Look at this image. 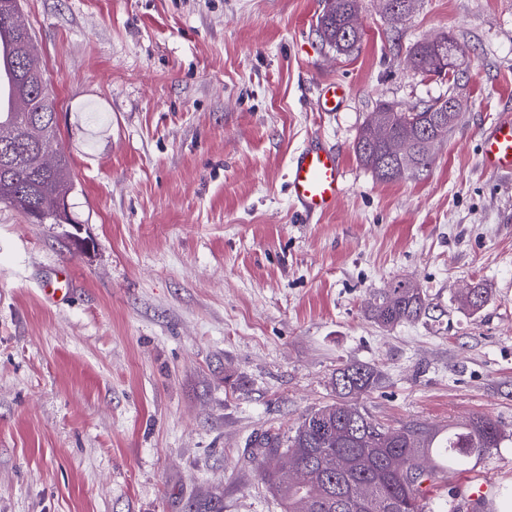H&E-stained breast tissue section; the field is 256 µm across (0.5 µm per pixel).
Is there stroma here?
<instances>
[{
	"instance_id": "35a3bbf8",
	"label": "stroma",
	"mask_w": 512,
	"mask_h": 512,
	"mask_svg": "<svg viewBox=\"0 0 512 512\" xmlns=\"http://www.w3.org/2000/svg\"><path fill=\"white\" fill-rule=\"evenodd\" d=\"M56 96L78 224L0 203V512H282L246 453L336 401L440 433L486 415L510 439L425 492L512 497V178L481 134L512 109V0H418L398 24L360 0L362 41L336 54L321 0H24ZM452 35L463 105L421 175L383 182L354 145L379 101L417 106L447 82L409 48ZM344 85L335 112L322 86ZM339 152L344 194L308 220L287 169L311 137ZM67 276L64 299L45 291ZM416 282L427 317L384 329L370 291ZM490 292L479 311L463 298Z\"/></svg>"
}]
</instances>
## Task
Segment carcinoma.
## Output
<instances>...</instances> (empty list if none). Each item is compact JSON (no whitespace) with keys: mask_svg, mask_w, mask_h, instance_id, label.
Masks as SVG:
<instances>
[{"mask_svg":"<svg viewBox=\"0 0 512 512\" xmlns=\"http://www.w3.org/2000/svg\"><path fill=\"white\" fill-rule=\"evenodd\" d=\"M359 0H328L318 19L323 40L339 54L351 53L361 38L351 35ZM22 0H0V39L10 46L9 67L20 103L18 112H0V203L17 208L32 224H74L69 199L76 178L69 158L44 153L42 145L57 131V112L45 70L37 65L32 32L23 33ZM435 41L455 42L442 34L414 44L410 67L422 74L437 69ZM457 84L448 88L454 109L442 100L395 112L379 102L363 123L355 144L358 161L379 180L399 181L428 169L436 148L457 122L462 102ZM475 286L464 299L473 311L489 301ZM369 315L384 327L415 321L429 311L423 289L395 280L370 293ZM380 380L376 367L347 363L336 369V403L307 413L294 435L282 439L267 431L254 440L251 457L259 475L279 499L283 512H425L421 486L445 482L446 475L498 448L505 431L488 416L448 433L418 423L390 428L371 418L354 399Z\"/></svg>","mask_w":512,"mask_h":512,"instance_id":"cac0c4a2","label":"carcinoma"}]
</instances>
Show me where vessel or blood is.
Instances as JSON below:
<instances>
[{
	"instance_id": "1",
	"label": "vessel or blood",
	"mask_w": 512,
	"mask_h": 512,
	"mask_svg": "<svg viewBox=\"0 0 512 512\" xmlns=\"http://www.w3.org/2000/svg\"><path fill=\"white\" fill-rule=\"evenodd\" d=\"M481 164L491 174L512 177V114L503 113L482 134ZM344 171L335 150L311 144L288 165L289 196L300 212L314 217L335 209L343 194Z\"/></svg>"
}]
</instances>
